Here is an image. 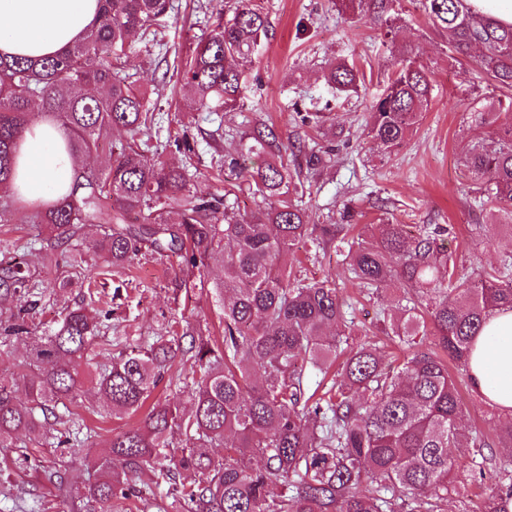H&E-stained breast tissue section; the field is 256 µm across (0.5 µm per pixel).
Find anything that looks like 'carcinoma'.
Segmentation results:
<instances>
[{"mask_svg":"<svg viewBox=\"0 0 512 512\" xmlns=\"http://www.w3.org/2000/svg\"><path fill=\"white\" fill-rule=\"evenodd\" d=\"M232 16L217 23L183 64V87L200 106L240 108L246 83L241 62L267 37L269 21L256 0H228ZM434 27L448 34L455 53L477 49L476 68L512 90V25L478 14L465 0H418ZM97 24L81 40L51 58L0 56V184L17 175L20 140L50 112L67 132L66 152L81 157L98 151L117 128L130 135L110 144L105 172L79 171L66 195L17 215L11 195L0 196V224H42L66 257L94 224L92 248L112 266L131 264L142 251L177 259L180 287H205L198 280L215 254L223 274L215 283L223 299L220 344L187 334L159 337L149 347L120 354L103 365L97 389L112 415L141 410L177 358L190 362L202 381L192 392L193 409L156 402L144 424L112 435L98 461L101 478L87 490L101 503L129 500L132 478L153 472L155 484L172 487L181 512H443L448 489L457 482L448 449L466 440L485 448L482 436L467 437L461 421L467 407L455 375L468 372L476 336L493 313L512 309V261L489 271L455 277V263L440 237L447 229L423 224L415 233L402 224H380L377 237L346 238L343 224H308L293 203L297 185L284 159L266 158L277 137L255 124L231 136L235 151L261 159L248 189L269 200L249 215L239 213L238 196L194 189L190 166L171 168L136 137L156 122L144 92L121 60L129 35L155 40L173 0H99ZM364 4L383 20L388 0H340L348 10ZM358 71L333 65L327 83L353 88ZM431 93L427 72L406 51L397 71L373 103L371 140L387 153L401 148L426 110ZM496 146L469 139L463 166L484 192L512 214V121L500 124ZM180 211L171 224L167 214ZM320 248L338 247L360 288L372 294L397 284L410 294L393 336L414 340L431 324L434 350L416 349L395 367L382 362L379 347L365 343L341 363L339 382L323 396L307 394L309 377L324 381L338 357L329 330L345 321L336 289L326 281L291 277L281 255L304 239ZM39 284L17 262H0V298L26 297L28 308L4 320L0 334L27 335L33 345L18 362L27 401L0 383V447L19 433L38 440L44 423L72 414L78 404L81 361L102 322L69 308L60 327L38 334L27 321L42 300ZM84 419L72 420L57 444L78 448ZM496 439L512 448V416L500 419ZM190 444L167 457L174 436ZM232 446L216 459L208 449ZM194 473L179 487L175 474ZM481 512H512V476L500 472L497 488Z\"/></svg>","mask_w":512,"mask_h":512,"instance_id":"cac0c4a2","label":"carcinoma"}]
</instances>
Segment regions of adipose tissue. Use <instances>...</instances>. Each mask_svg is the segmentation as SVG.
<instances>
[{
  "label": "adipose tissue",
  "mask_w": 512,
  "mask_h": 512,
  "mask_svg": "<svg viewBox=\"0 0 512 512\" xmlns=\"http://www.w3.org/2000/svg\"><path fill=\"white\" fill-rule=\"evenodd\" d=\"M98 0H0V53L46 57L73 44L96 19ZM60 123L26 131L19 147L18 176L9 192L36 205L73 186L77 163L64 152ZM470 376L475 392L503 414H512V310L496 311L473 343Z\"/></svg>",
  "instance_id": "adipose-tissue-1"
}]
</instances>
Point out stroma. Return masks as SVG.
I'll use <instances>...</instances> for the list:
<instances>
[{"label":"stroma","mask_w":512,"mask_h":512,"mask_svg":"<svg viewBox=\"0 0 512 512\" xmlns=\"http://www.w3.org/2000/svg\"><path fill=\"white\" fill-rule=\"evenodd\" d=\"M179 13L167 16L160 29L168 48L159 57L140 36H131L124 60L150 102L158 104L167 119L162 131L145 130L148 138L166 139L182 132L199 139L200 160L196 186L204 193L220 194L239 185L241 212L255 211L260 196L243 190L252 170L251 159L241 158L235 168L222 166L229 134L246 130L249 123L273 127L289 167L304 163L313 145L332 146L328 168L303 180L301 206L311 224L376 225L440 224L450 229L448 245L455 253L460 273L490 269L512 258V223L498 218L497 206H476L474 182L461 164L463 140L481 136L494 139V124L480 120L479 108L512 103V91L484 76L460 75L447 34L436 30L415 0H392L388 25L397 32L396 43L384 37L386 25L363 13L339 14L336 0H260L271 28L267 39L245 65L247 81L242 110L211 112L180 93L174 64L191 56L198 42L208 37L224 0H179ZM406 49L432 80L430 103L406 143L386 153L367 138L371 106L393 77L397 65L393 46ZM346 61L359 71L356 91L340 93L325 74L332 62ZM319 112V124L305 122ZM39 238L42 250L24 261L48 287L34 320L48 334L62 319L64 307L80 304L89 312L110 314L107 328L97 337L96 348L80 367V399L94 410L98 434L85 448L54 447L29 442L26 450L0 447V512H122L121 505L103 507L89 500L86 487L97 475L95 464L105 454L112 433L139 426L143 413L123 418L106 414L95 385L102 357L98 345L109 344L111 353L151 344L169 332L190 331L212 339L222 337L221 302L213 290L222 274V258L209 262L204 287L188 292L176 285L180 278L175 260L146 254L132 266L113 268L105 254L79 253L78 263L56 270L57 253L48 246L44 227L0 224L1 240ZM292 272L310 280L330 281L340 301L354 307L353 321L339 327L342 347L355 348L372 340L384 313H397L402 289L391 286L364 298L351 280L334 246L313 250L301 243L283 257ZM105 275V286L53 288L56 274L79 276L84 267ZM452 454L465 462L455 491L449 492L447 512H474L496 483L501 467L512 470V448L485 449L483 468L471 466L473 450L463 446ZM61 476L68 491L60 493L54 476Z\"/></svg>","instance_id":"35a3bbf8"}]
</instances>
